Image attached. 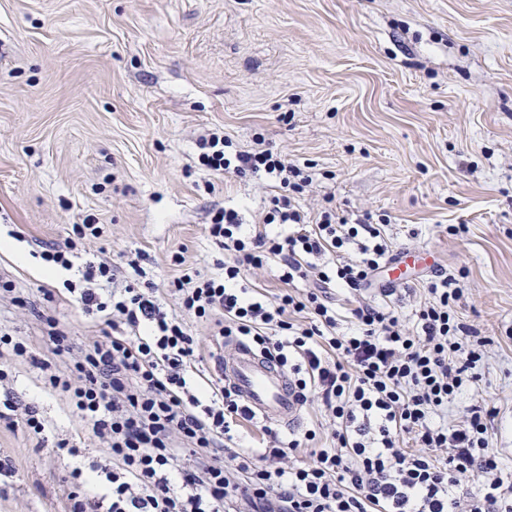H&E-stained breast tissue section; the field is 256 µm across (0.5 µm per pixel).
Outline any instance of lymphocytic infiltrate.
Returning a JSON list of instances; mask_svg holds the SVG:
<instances>
[{
    "label": "lymphocytic infiltrate",
    "mask_w": 512,
    "mask_h": 512,
    "mask_svg": "<svg viewBox=\"0 0 512 512\" xmlns=\"http://www.w3.org/2000/svg\"><path fill=\"white\" fill-rule=\"evenodd\" d=\"M227 140L201 138L207 169L263 176L277 186L262 223L243 228L235 210L215 209L205 232L224 252L215 272H183L171 283L179 309L160 306L153 283L103 261L79 260L74 245L42 252L50 267L78 270L66 291L102 339L77 348L68 331L46 319L55 353L68 370L51 371L24 342L0 347L29 360L45 387L104 446L88 468L74 467L68 512H512V488L490 446L495 415L485 404L446 423L448 406L487 344L453 306L463 291L438 272L429 299L405 328L393 311L365 294L392 245L371 215L348 220L333 208L316 219L296 196L311 179L268 149L227 152ZM274 261L285 284L272 297L252 295L248 268ZM309 282L304 292L296 281ZM355 300L349 329L331 297ZM210 328L208 347L188 318ZM245 342L291 369L302 402L320 407L332 428L329 446L293 464L314 440L307 429L283 435L265 429L259 445L240 432L254 413L224 383V341ZM413 441L415 452L405 451Z\"/></svg>",
    "instance_id": "1"
}]
</instances>
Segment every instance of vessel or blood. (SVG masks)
Wrapping results in <instances>:
<instances>
[{
    "label": "vessel or blood",
    "mask_w": 512,
    "mask_h": 512,
    "mask_svg": "<svg viewBox=\"0 0 512 512\" xmlns=\"http://www.w3.org/2000/svg\"><path fill=\"white\" fill-rule=\"evenodd\" d=\"M224 381L261 420L291 428L301 418L302 404L288 371L245 343L224 362Z\"/></svg>",
    "instance_id": "obj_1"
}]
</instances>
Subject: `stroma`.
<instances>
[{"label": "stroma", "instance_id": "obj_1", "mask_svg": "<svg viewBox=\"0 0 512 512\" xmlns=\"http://www.w3.org/2000/svg\"><path fill=\"white\" fill-rule=\"evenodd\" d=\"M216 131L309 167V216L387 215L394 251L458 279L460 320L491 343L448 413L497 407L491 444L512 484V0H0V277L27 299L0 301V331L59 368L44 316L91 341L75 304L42 295L77 272L40 258L89 215L103 234L83 258L139 256L177 311L180 267L222 256L204 232L213 210L257 224L270 192L200 166ZM407 275L394 311L410 327L428 272ZM5 399L53 433L0 420V512H63L73 461L55 442L80 423L20 358ZM12 414L5 413L2 410L0 411V420L5 419L8 420V424L11 427L19 426V422L21 426L29 431L30 433L38 436H42L41 439L44 441H48V436H46V424L45 420L40 416L39 411L35 406H28L24 411V416L21 417V420H13ZM46 439V440H45Z\"/></svg>", "mask_w": 512, "mask_h": 512}]
</instances>
